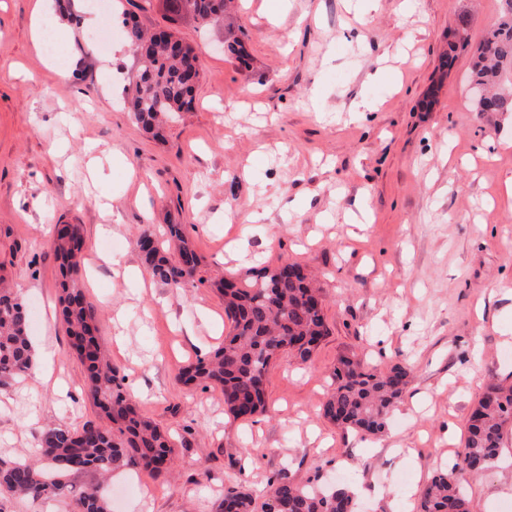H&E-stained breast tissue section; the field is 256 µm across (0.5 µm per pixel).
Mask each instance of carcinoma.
<instances>
[{
	"mask_svg": "<svg viewBox=\"0 0 512 512\" xmlns=\"http://www.w3.org/2000/svg\"><path fill=\"white\" fill-rule=\"evenodd\" d=\"M228 0H170L171 11L186 13L202 24L224 17ZM125 38L141 61L134 75V91L127 103L130 116L145 133L162 137L164 123L173 114L192 110L201 65L195 48L164 32L159 39L142 30L136 17L123 14ZM229 56L248 68L249 55L235 37L224 42ZM512 74V0H502V12L476 50L468 82L477 112H512V89H500ZM172 248L165 250L147 231L140 251L154 277L173 289L194 283L201 264L183 225H167ZM85 249L81 224H57L51 252L58 268L61 315L68 347L85 367V386L100 420H88L72 429L48 425L42 431L39 459L0 464V488L33 501L54 498L68 490L66 477L73 470L92 469L102 477L129 463L160 475L173 468L169 435L133 403L123 389L119 369L98 340V314L87 302L78 272ZM224 298L229 333L224 346L184 367L179 382L214 388L224 396V410L235 418L266 410L268 368L288 352L303 363L311 360L328 335L321 289L304 267L281 263L245 275L238 281L216 283ZM29 312L18 291L0 289V385L25 376L33 365L28 336ZM412 377L402 363L369 366L356 357L338 360L333 389L323 404V416L352 431L378 436ZM512 422V384L491 383L474 405L467 421L463 453L451 471L431 478L423 489L417 512H470V501L459 475H480L495 465L504 446L505 426ZM74 512H112L110 501L91 486L75 498ZM222 512H356L348 486L296 484L286 478L271 482L262 497L230 488Z\"/></svg>",
	"mask_w": 512,
	"mask_h": 512,
	"instance_id": "carcinoma-1",
	"label": "carcinoma"
}]
</instances>
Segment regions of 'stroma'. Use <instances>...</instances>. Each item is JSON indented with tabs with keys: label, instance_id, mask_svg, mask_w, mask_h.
Listing matches in <instances>:
<instances>
[{
	"label": "stroma",
	"instance_id": "stroma-1",
	"mask_svg": "<svg viewBox=\"0 0 512 512\" xmlns=\"http://www.w3.org/2000/svg\"><path fill=\"white\" fill-rule=\"evenodd\" d=\"M35 0H0V282L19 290L32 342L56 349L0 386V461L35 458L45 425L96 419L84 368L51 319L58 270L44 227L83 225L80 269L99 342L142 412L172 436V474L128 465L112 512H219L224 493L270 480L361 487L359 512L415 503L464 450L489 382L512 383V113L474 111L471 49L501 0H233L218 25L173 19L166 0H119L147 30H172L202 62L193 111L146 137L123 99L139 64L116 57L115 17L58 45L50 70L32 36ZM250 55L222 50L225 29ZM468 49L442 69L448 44ZM373 112L356 111L361 101ZM235 223L224 221L228 209ZM184 225L201 256L193 285L143 288L139 236ZM281 262L313 271L329 334L308 364L280 354L267 410L234 419L220 390L180 370L224 343L212 281ZM403 363L414 379L378 437L321 407L340 357ZM512 465L469 482L471 512H512Z\"/></svg>",
	"mask_w": 512,
	"mask_h": 512
}]
</instances>
